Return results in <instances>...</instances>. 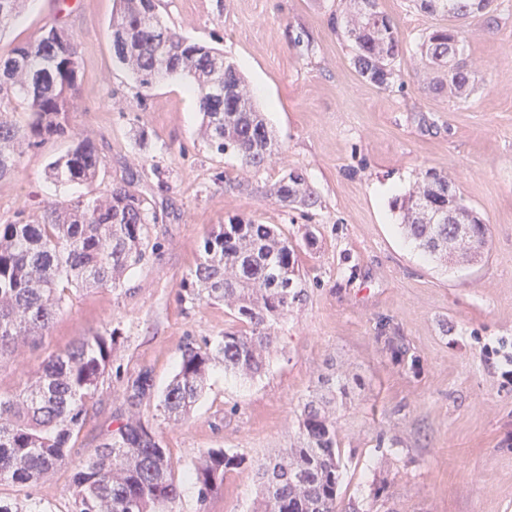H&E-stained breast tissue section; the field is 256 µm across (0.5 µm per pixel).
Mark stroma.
I'll list each match as a JSON object with an SVG mask.
<instances>
[{
  "label": "stroma",
  "mask_w": 512,
  "mask_h": 512,
  "mask_svg": "<svg viewBox=\"0 0 512 512\" xmlns=\"http://www.w3.org/2000/svg\"><path fill=\"white\" fill-rule=\"evenodd\" d=\"M377 3L402 47L386 91L358 75L349 44L331 28L346 0H157L166 25L223 50L248 81L282 151L258 172L207 146L187 78L144 88L116 63L113 0H26L0 33L4 57L58 24L74 34L80 63L71 136L30 147L0 178V224L35 218L52 202L92 199L130 168L159 216L148 227L154 251L122 288L71 293L48 335L26 344L20 361H0L6 397L50 353L104 328L119 333L68 464L45 483H1V500L71 512L75 465L127 416L126 380L147 367L164 389L187 342L238 329L223 304L191 305L179 289L206 235L245 216L299 242L306 298L276 325L261 377L244 380L215 364L178 424L157 402L141 407L178 477L208 448L244 459L206 502L185 480L174 512H252L258 463L296 443L304 403L323 394L321 378L335 375L349 384L328 406L344 469L338 512H512V0H494L464 25L460 58L473 90L463 100L423 78L421 44L447 18L415 0ZM75 137L102 150L93 184L59 183L49 173ZM285 166L302 171L317 206L294 209L272 195ZM425 169L447 174L488 222L489 248L478 262L440 264L401 232L394 202ZM309 227L311 246L302 242ZM387 336L402 337L414 363L396 359Z\"/></svg>",
  "instance_id": "1"
}]
</instances>
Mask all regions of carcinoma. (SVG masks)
I'll list each match as a JSON object with an SVG mask.
<instances>
[{"label": "carcinoma", "instance_id": "obj_1", "mask_svg": "<svg viewBox=\"0 0 512 512\" xmlns=\"http://www.w3.org/2000/svg\"><path fill=\"white\" fill-rule=\"evenodd\" d=\"M24 0H0V30L19 15ZM109 21L115 58L140 86L172 76L192 79L199 98L203 135L209 148L235 157L247 171L273 163L278 146L245 81L224 53L191 42L164 26L154 0H115ZM343 36L352 44L358 74L381 90L397 76L400 40L390 19L353 0ZM477 0H417L421 9L457 21L478 13ZM455 34L436 28L422 44L429 86L462 99L471 93L461 66L448 64ZM78 44L64 28H42L32 41L0 58V177L17 168L26 149L66 133L65 115L76 94ZM28 114L21 128L15 114ZM103 158L83 138L49 165L58 182L89 184ZM138 173L84 203L49 204L29 221L0 224V360L16 358L30 340L47 335L57 311L82 288H118L127 270L142 262L149 246L147 226L156 213L136 189ZM448 176L433 169L419 173L415 187L397 203L404 233L432 259L448 263ZM285 205L312 208L317 197L304 174L283 169L272 187ZM454 221L471 223L482 248L489 225L462 209ZM194 304L219 302L244 323L211 346L185 344L179 370L159 395L167 420L183 421L202 397L211 363L243 378L260 375L273 344L271 329L305 299L298 243L270 224L238 217L211 231L204 256L180 285ZM116 331L94 332L52 353L26 387L0 396V482H46L68 462L69 443L79 434L99 379L112 361ZM152 372L127 380L122 396L131 414L94 455L73 474V512H170L181 497L177 464L138 409L153 398ZM320 398L306 402L298 418V441L276 458L258 464L261 499L255 512H336L342 460L336 421ZM242 459L223 449L200 453L189 478L204 502Z\"/></svg>", "mask_w": 512, "mask_h": 512}]
</instances>
